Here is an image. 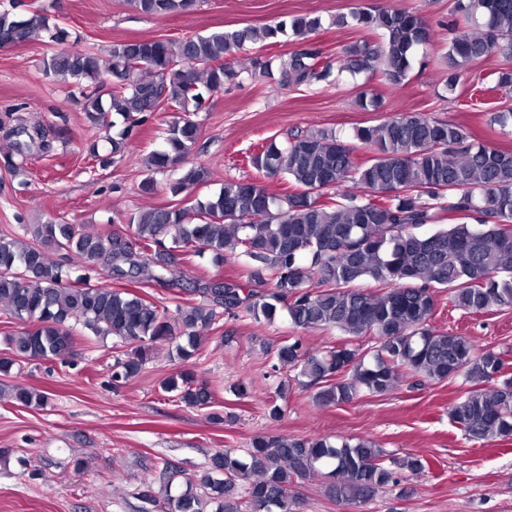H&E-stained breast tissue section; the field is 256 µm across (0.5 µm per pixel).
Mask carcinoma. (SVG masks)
<instances>
[{"label": "carcinoma", "instance_id": "cac0c4a2", "mask_svg": "<svg viewBox=\"0 0 512 512\" xmlns=\"http://www.w3.org/2000/svg\"><path fill=\"white\" fill-rule=\"evenodd\" d=\"M146 15L194 10L197 0H128ZM448 24V89L473 62L494 52L512 54V0H454ZM355 26L377 40L346 46L351 73L372 71L399 88L419 47L432 41L425 19L388 8L352 12ZM323 27L316 14H297L262 28L244 27L177 40L115 41L106 55L69 45L70 32L34 11L28 21L0 11V43L17 46L44 37L54 50L44 70L58 82L86 86L79 100L89 126L103 133L110 150L97 144L89 155L107 167L122 157L133 131L160 109L179 113L141 183L151 194L155 172L184 168L168 184L184 208H154L129 218L134 249L114 233H90L78 224L23 225L34 244L0 234V315L22 322L10 336L15 353L32 360L70 363L74 325L112 336L125 347L112 365L118 386L140 374L161 346L173 347L182 367L163 382L179 402L202 409L213 394L196 380L192 360L203 348V331L223 325L224 314L242 308L253 319L272 321L286 311L301 330H335L347 341L317 353L294 337L279 346L277 364L318 387L319 406L349 403L360 393L384 394L406 379L441 382L463 377L470 388L448 409L456 429L484 443L512 436V374L502 355L480 349L468 336L431 326L436 290L448 291L450 309L477 316L512 307V151L483 145L462 124L420 112H401L353 129L349 144L328 133H300L281 145L271 140L250 156L253 168L282 176L295 189L285 195L248 180H229L201 199L193 195L209 174L187 166L200 137L190 114L205 95L220 92L246 70L270 74L272 61L255 56L237 67L235 54L248 42L276 44L286 37L298 49L281 60V86L328 82L332 61L322 59L314 35ZM4 167L19 169L15 156L34 144L51 148L53 135L41 124L11 130ZM370 156H354L357 146ZM454 217L456 222L444 220ZM431 224L435 229L420 233ZM209 253L249 260V279L270 286L265 293L221 278L183 283L173 276L175 257ZM155 284L175 287L201 301L160 310L129 290ZM372 336L363 353L350 340ZM27 408L48 396L27 384L0 389ZM137 498L142 512H294L298 481L325 479L326 495L346 506L368 503L401 473H421L418 456L387 459L380 445L357 436L307 437L259 434L239 454L226 448L206 466L187 474L168 460L152 465Z\"/></svg>", "mask_w": 512, "mask_h": 512}]
</instances>
